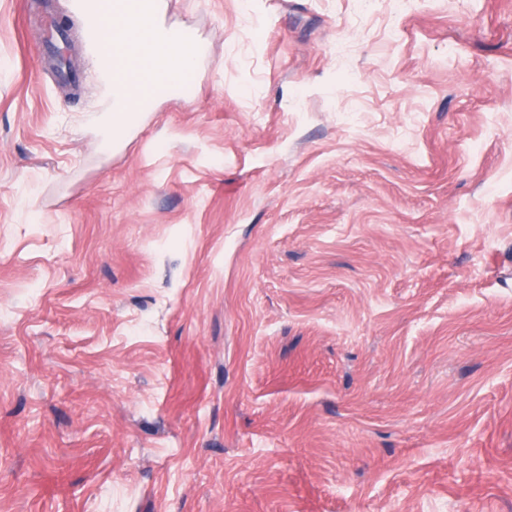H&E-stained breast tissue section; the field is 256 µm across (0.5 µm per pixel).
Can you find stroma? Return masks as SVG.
<instances>
[{
    "mask_svg": "<svg viewBox=\"0 0 512 512\" xmlns=\"http://www.w3.org/2000/svg\"><path fill=\"white\" fill-rule=\"evenodd\" d=\"M163 4L0 0V512H512V0ZM120 16L116 24L123 30V35L113 43L106 41L101 51L99 64L101 69L112 73V81L116 86L125 87L131 97L143 104L149 94L158 89V73H166L171 79L174 91L184 97H194V82L191 71L194 61L187 58L183 61V70L174 67V63L182 57H193L199 54L193 36L185 31L166 41L162 50H157L151 42V34L160 26L161 0H121L118 1ZM127 33V38L125 33ZM144 34V37L142 35ZM133 42L139 56L148 60V66L136 65L129 53V45ZM135 74L137 80L132 81Z\"/></svg>",
    "mask_w": 512,
    "mask_h": 512,
    "instance_id": "1",
    "label": "stroma"
}]
</instances>
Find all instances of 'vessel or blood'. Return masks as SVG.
I'll return each instance as SVG.
<instances>
[{"label": "vessel or blood", "mask_w": 512, "mask_h": 512, "mask_svg": "<svg viewBox=\"0 0 512 512\" xmlns=\"http://www.w3.org/2000/svg\"><path fill=\"white\" fill-rule=\"evenodd\" d=\"M82 6L92 29L103 31L115 24L124 32L122 38L105 43L99 58L101 68L111 71L114 85L126 88L135 101L143 103L159 87L157 74L164 73L175 92L193 97L192 73L175 66L180 58L196 55L192 34L182 32L160 50L150 39L160 25L161 0H120L114 20L101 13L97 0H83Z\"/></svg>", "instance_id": "obj_1"}]
</instances>
